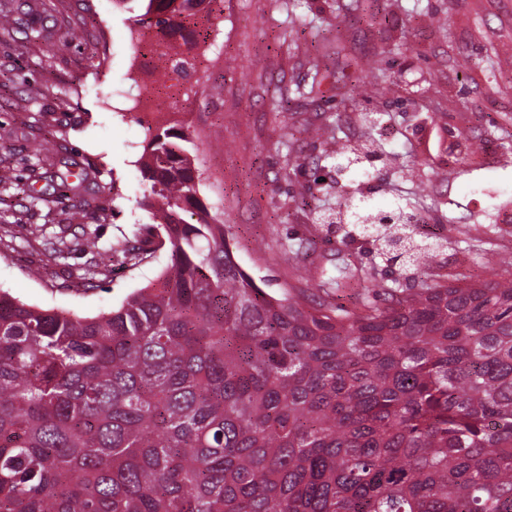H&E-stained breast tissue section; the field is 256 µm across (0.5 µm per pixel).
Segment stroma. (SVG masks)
Returning <instances> with one entry per match:
<instances>
[{
  "mask_svg": "<svg viewBox=\"0 0 512 512\" xmlns=\"http://www.w3.org/2000/svg\"><path fill=\"white\" fill-rule=\"evenodd\" d=\"M1 9L16 24L0 34V167L15 176L0 186V289L93 317L154 281L168 261L160 249L137 266L114 262L93 289L77 278L85 234L114 247L149 221L137 205L146 188L141 116L117 108L141 90L129 78L143 64L130 37L133 12L117 0H0ZM318 15L330 18L328 29L299 22ZM212 17L201 68L189 80L170 74L174 104L150 109L198 133L202 197L223 212L247 273L278 292L323 255L418 284L371 242L312 227V211L336 208L321 163L336 143L310 138L308 127L336 123L353 136L361 113L378 112L390 149L423 161L414 186L444 201L423 208L416 224L418 234L448 241L437 272L461 286L504 275L512 265V166L502 164L512 148V65L500 55L512 47V0H216ZM360 77L357 101L345 103ZM34 83L36 99L27 91ZM100 195L109 200L104 216L95 209ZM64 228L67 249L50 257L44 244ZM302 241L308 251L283 252Z\"/></svg>",
  "mask_w": 512,
  "mask_h": 512,
  "instance_id": "obj_1",
  "label": "stroma"
}]
</instances>
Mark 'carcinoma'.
I'll return each mask as SVG.
<instances>
[{
  "instance_id": "carcinoma-1",
  "label": "carcinoma",
  "mask_w": 512,
  "mask_h": 512,
  "mask_svg": "<svg viewBox=\"0 0 512 512\" xmlns=\"http://www.w3.org/2000/svg\"><path fill=\"white\" fill-rule=\"evenodd\" d=\"M213 0H145L137 39L183 35ZM336 176L389 157L381 118ZM198 134L145 126L140 206L169 263L117 309L82 317L0 291V512H512V270L448 284L418 238V193L347 224L422 272L405 288L350 265L278 293L247 274L201 199ZM195 216L186 222L182 214ZM91 286L105 255L84 238Z\"/></svg>"
}]
</instances>
